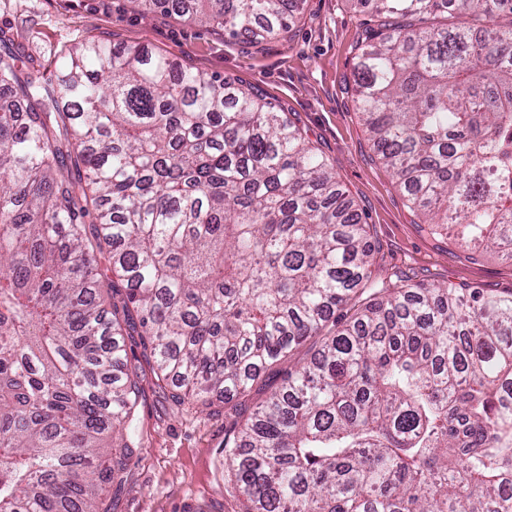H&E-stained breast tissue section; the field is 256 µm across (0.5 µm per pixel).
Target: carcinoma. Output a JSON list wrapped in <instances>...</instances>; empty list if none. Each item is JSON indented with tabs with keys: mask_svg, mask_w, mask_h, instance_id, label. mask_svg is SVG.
<instances>
[{
	"mask_svg": "<svg viewBox=\"0 0 512 512\" xmlns=\"http://www.w3.org/2000/svg\"><path fill=\"white\" fill-rule=\"evenodd\" d=\"M129 2L257 38L302 0ZM365 2L377 155L423 223L512 260V0ZM5 39L0 512H109L140 445L134 334L175 403L224 398L241 512H512V289L376 280L335 173L253 88L99 40L49 76ZM312 345L313 341L294 352V354H292L289 358L287 356L282 361L273 366V371L266 375L263 383L256 385L251 391L250 395L244 399L245 406L243 405V408L245 407V414L243 418L249 415L257 406V404L262 402L266 396H268L270 388L274 387L280 382L281 376L284 372L288 371V368L294 367L303 361V359L309 357L310 353L312 352Z\"/></svg>",
	"mask_w": 512,
	"mask_h": 512,
	"instance_id": "cac0c4a2",
	"label": "carcinoma"
}]
</instances>
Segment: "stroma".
Listing matches in <instances>:
<instances>
[{
    "instance_id": "stroma-1",
    "label": "stroma",
    "mask_w": 512,
    "mask_h": 512,
    "mask_svg": "<svg viewBox=\"0 0 512 512\" xmlns=\"http://www.w3.org/2000/svg\"><path fill=\"white\" fill-rule=\"evenodd\" d=\"M378 27L352 0H304L287 37L257 43L129 0H0V29L23 61L54 69L83 40L147 44L182 67L257 87L306 130L369 226L378 279L487 291L512 289V262L476 253L423 224L372 147L354 100L356 49ZM143 397L138 458L111 512H239L224 474L223 411L176 405L139 338L125 340Z\"/></svg>"
}]
</instances>
